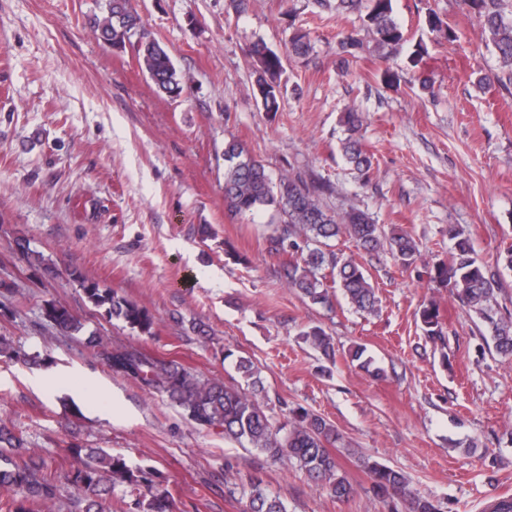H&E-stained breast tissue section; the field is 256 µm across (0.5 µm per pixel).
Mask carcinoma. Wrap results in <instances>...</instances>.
<instances>
[{
  "instance_id": "cac0c4a2",
  "label": "carcinoma",
  "mask_w": 512,
  "mask_h": 512,
  "mask_svg": "<svg viewBox=\"0 0 512 512\" xmlns=\"http://www.w3.org/2000/svg\"><path fill=\"white\" fill-rule=\"evenodd\" d=\"M470 3L487 33V46L500 63L499 72L479 76L477 84L483 87L497 83L508 89L512 87V16L506 14L505 0H470ZM315 4L324 10L364 8V30L372 36L375 48L388 57L408 43L403 27L393 17L392 0H315ZM426 24L440 38L450 43L458 40L455 30L438 14H428ZM95 25L103 41L113 46L130 42L136 47L138 62L158 91L169 96L182 93V76L168 52L145 29L130 0H107V11L96 18ZM134 37L138 41L133 43ZM338 46L341 63L347 66L358 58L363 42L357 31L349 30L341 33ZM291 49L298 56L306 55L311 49L310 34L295 32ZM249 55L259 72L256 85L262 105L266 111L276 112L283 57L262 42L254 43ZM342 124L346 131L342 140L343 156L354 178L365 182L372 173L374 156L361 135L362 113L349 109L342 117ZM224 206L234 217L267 207L279 214L280 223L272 225L266 237L268 253L289 257L281 264L283 278L302 299L314 305L330 304V292L323 282L330 276L355 312L361 315L379 312L375 288L365 269L351 259H342L325 250L332 239L346 237L366 254L383 250L403 268L413 266L421 257L409 233L394 228L387 230L361 209L353 208L338 220L322 208L315 190L298 180L283 177L279 187H274L264 164L244 154L243 147L233 139L224 147ZM448 239L453 242L448 260L430 269V281L456 292L468 312L484 326L486 335L482 339L491 341L498 354L512 356V317L500 311L498 282L473 257L470 240L453 225L448 226ZM72 277L93 305L106 308L110 316L123 321L140 336L156 335V320L147 308L80 273L74 272ZM43 314L63 336H72L83 329L80 319L60 302H46ZM419 319L424 336L434 343L444 342L437 302L431 300L423 305ZM302 336L324 359H334V345L321 327L310 326ZM351 358L369 375L383 377V369L365 356L364 348L356 347ZM104 360L114 374L165 396L197 425L220 428L224 437L258 450L274 463L295 462L330 497L341 501L356 494V487L342 472L331 451L341 440L336 427L303 407L288 409L280 419L274 410L260 404L256 392L264 386L250 358L240 356L234 364L236 372L249 382L252 388L249 393L218 379L198 376L174 360L150 356L134 347L115 348L104 353ZM21 448V436L0 423V485L16 490L15 497L0 502V512H32V506L47 507L59 496V476L49 471L46 461L23 458ZM73 453L86 457L83 466L66 477L67 483L85 497L82 512H102L103 497L119 488L132 497L134 512H171V499L166 490L154 485L150 473L132 469L123 456L102 448L78 446L73 448ZM359 461L370 477L374 497L386 504L390 512H441L439 503L416 492L402 471L368 457L361 456ZM243 494L247 497L245 512H287L283 501L267 492L258 477L250 479Z\"/></svg>"
}]
</instances>
